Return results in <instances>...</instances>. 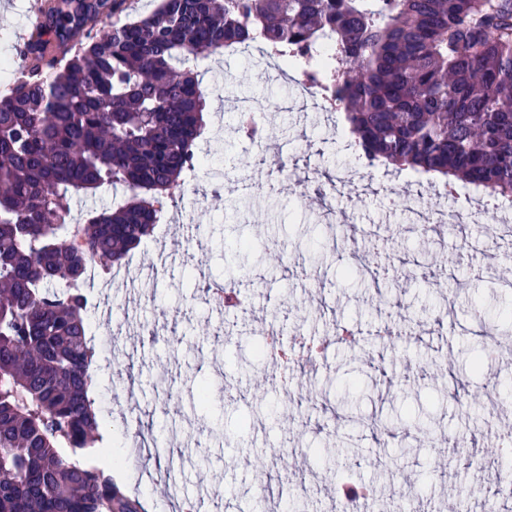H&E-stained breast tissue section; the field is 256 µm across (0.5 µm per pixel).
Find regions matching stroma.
Returning a JSON list of instances; mask_svg holds the SVG:
<instances>
[{
    "mask_svg": "<svg viewBox=\"0 0 512 512\" xmlns=\"http://www.w3.org/2000/svg\"><path fill=\"white\" fill-rule=\"evenodd\" d=\"M29 11L30 0H0V61L10 64L0 68V88L20 67ZM197 70L212 90L213 121L226 130L211 141L209 163L234 156L239 187L219 192L197 173L168 208V234L132 252L140 267L132 287H113L108 274L84 287L97 299L90 323L106 330L95 355L98 414L104 446L122 452L125 492L147 512H179L185 496L199 500L201 512H264L255 490L273 479L284 512L299 500L304 512H337L327 488L350 478L377 487L376 512H399L397 494L409 480L418 512H439L448 501L485 512L504 460L494 435L468 418L484 413L478 395L487 376L512 381V358L495 356L512 335L483 350V373H470L468 311L480 305L494 317L512 309V288L499 284L512 277V239L492 236L488 217L422 234L393 201L440 208L442 180L365 167L345 146L343 113L318 102L273 111L294 93L276 61L223 51L199 60ZM238 100L268 114L264 143L233 133ZM373 225L383 230L377 277L362 259ZM238 238L281 240L286 266L274 270L258 254L236 253ZM198 263L211 279L235 280L247 309H215L185 287ZM232 267L240 276L230 277ZM390 318L412 321L413 335L375 341ZM272 325L359 333L355 349L334 344L325 367L293 375L295 391L319 394L327 412L297 406L276 365L257 355ZM202 381L213 386V402L195 410L191 392ZM398 413L427 418V429L375 439L368 422ZM459 435L465 445L450 446ZM141 439L182 452V463L170 471L136 456L132 445ZM387 451L399 454L397 468L380 464ZM224 485L231 494L214 496Z\"/></svg>",
    "mask_w": 512,
    "mask_h": 512,
    "instance_id": "35a3bbf8",
    "label": "stroma"
}]
</instances>
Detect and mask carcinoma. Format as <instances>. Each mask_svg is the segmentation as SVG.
Returning a JSON list of instances; mask_svg holds the SVG:
<instances>
[{
    "instance_id": "obj_1",
    "label": "carcinoma",
    "mask_w": 512,
    "mask_h": 512,
    "mask_svg": "<svg viewBox=\"0 0 512 512\" xmlns=\"http://www.w3.org/2000/svg\"><path fill=\"white\" fill-rule=\"evenodd\" d=\"M45 0L0 95V512H144L92 443L83 284L153 236L206 166L209 92L193 62L261 37L344 112L359 157L512 201V0ZM129 195L65 242L72 197ZM73 285L66 298L53 285Z\"/></svg>"
}]
</instances>
